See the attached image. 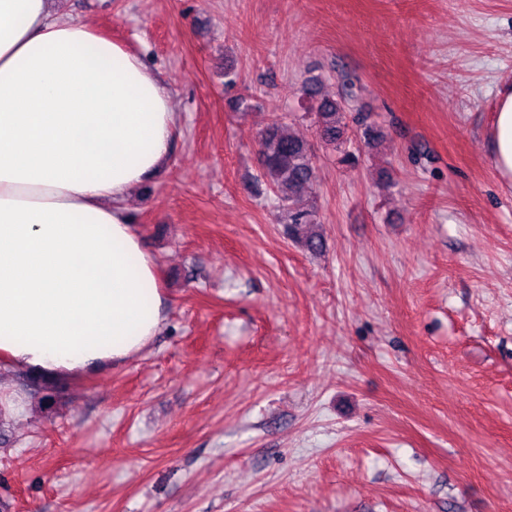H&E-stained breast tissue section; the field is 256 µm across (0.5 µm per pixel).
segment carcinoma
Listing matches in <instances>:
<instances>
[{"label":"carcinoma","mask_w":512,"mask_h":512,"mask_svg":"<svg viewBox=\"0 0 512 512\" xmlns=\"http://www.w3.org/2000/svg\"><path fill=\"white\" fill-rule=\"evenodd\" d=\"M319 83L301 87L304 99L317 101L315 133L325 145L341 154V161L354 163L358 156L347 148L346 98L319 97ZM258 161L260 176L273 192L277 207L288 218V237L295 239L304 228L318 223V210L311 200L316 180L314 155L305 139L287 135L276 119L260 134ZM18 381L43 392L42 402L51 405L59 386L55 382L28 373L16 374Z\"/></svg>","instance_id":"carcinoma-1"}]
</instances>
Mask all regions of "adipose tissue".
I'll return each mask as SVG.
<instances>
[{
    "instance_id": "ef3b65f1",
    "label": "adipose tissue",
    "mask_w": 512,
    "mask_h": 512,
    "mask_svg": "<svg viewBox=\"0 0 512 512\" xmlns=\"http://www.w3.org/2000/svg\"><path fill=\"white\" fill-rule=\"evenodd\" d=\"M178 116L161 78L50 0H0V368L61 382L161 331L158 266L127 209ZM512 180V90L491 130Z\"/></svg>"
}]
</instances>
